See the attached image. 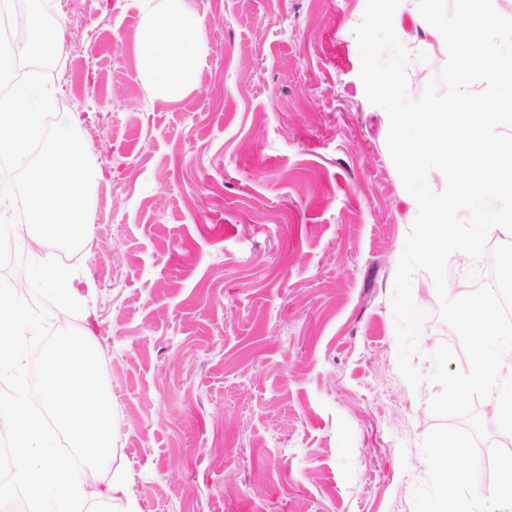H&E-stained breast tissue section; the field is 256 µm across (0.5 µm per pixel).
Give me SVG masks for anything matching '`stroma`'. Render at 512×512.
<instances>
[{
    "mask_svg": "<svg viewBox=\"0 0 512 512\" xmlns=\"http://www.w3.org/2000/svg\"><path fill=\"white\" fill-rule=\"evenodd\" d=\"M54 105L102 180L75 278L112 390L116 452L139 512H414L422 442L444 418L432 353L453 344L431 275L411 387L392 307L405 187L360 79L366 0H184L206 55L155 97L142 0H74ZM447 60L414 53L419 98Z\"/></svg>",
    "mask_w": 512,
    "mask_h": 512,
    "instance_id": "1",
    "label": "stroma"
}]
</instances>
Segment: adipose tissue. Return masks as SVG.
<instances>
[{"label":"adipose tissue","instance_id":"adipose-tissue-1","mask_svg":"<svg viewBox=\"0 0 512 512\" xmlns=\"http://www.w3.org/2000/svg\"><path fill=\"white\" fill-rule=\"evenodd\" d=\"M161 14L147 12L140 53L155 94L167 99L181 93L202 48V20L188 14L183 0H163Z\"/></svg>","mask_w":512,"mask_h":512}]
</instances>
